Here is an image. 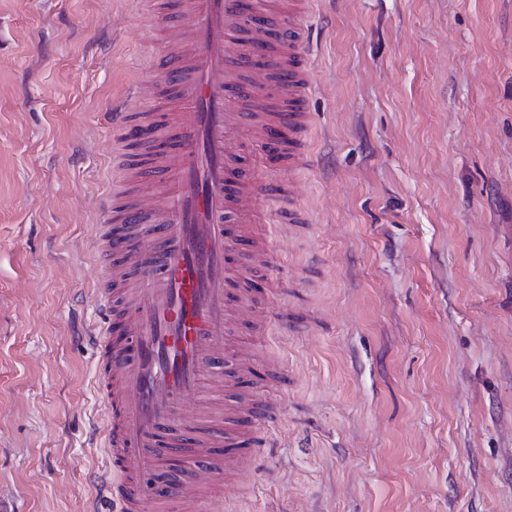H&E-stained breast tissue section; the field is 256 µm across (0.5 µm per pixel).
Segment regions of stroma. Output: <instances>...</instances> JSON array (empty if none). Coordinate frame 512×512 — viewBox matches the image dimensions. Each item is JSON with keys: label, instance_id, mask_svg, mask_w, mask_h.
Instances as JSON below:
<instances>
[{"label": "stroma", "instance_id": "stroma-1", "mask_svg": "<svg viewBox=\"0 0 512 512\" xmlns=\"http://www.w3.org/2000/svg\"><path fill=\"white\" fill-rule=\"evenodd\" d=\"M174 12L0 0V512H92L99 205L120 176L112 101ZM310 214L267 200L306 335L283 423L218 512H512V0H315Z\"/></svg>", "mask_w": 512, "mask_h": 512}]
</instances>
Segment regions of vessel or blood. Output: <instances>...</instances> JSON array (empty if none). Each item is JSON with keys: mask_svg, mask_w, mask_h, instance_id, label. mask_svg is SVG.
I'll use <instances>...</instances> for the list:
<instances>
[{"mask_svg": "<svg viewBox=\"0 0 512 512\" xmlns=\"http://www.w3.org/2000/svg\"><path fill=\"white\" fill-rule=\"evenodd\" d=\"M310 5L174 0L148 71L180 111L106 114L135 190L106 194L96 229L103 512H211L271 445L281 406L253 391L255 360L235 336L245 323L263 334L274 308L257 288L274 261L256 228L264 200L280 199L290 228L307 223L285 179L311 161Z\"/></svg>", "mask_w": 512, "mask_h": 512, "instance_id": "1", "label": "vessel or blood"}]
</instances>
